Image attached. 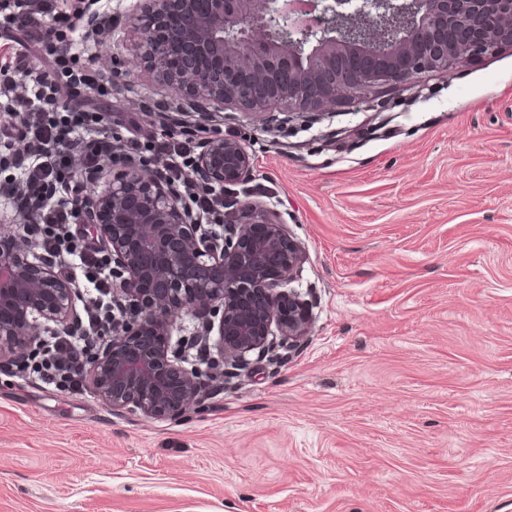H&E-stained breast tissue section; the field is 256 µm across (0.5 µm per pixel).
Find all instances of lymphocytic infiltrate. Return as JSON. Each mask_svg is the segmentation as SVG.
<instances>
[{"label":"lymphocytic infiltrate","instance_id":"f902f5d3","mask_svg":"<svg viewBox=\"0 0 512 512\" xmlns=\"http://www.w3.org/2000/svg\"><path fill=\"white\" fill-rule=\"evenodd\" d=\"M0 32L14 42L11 64L24 75L23 83L0 79V99L19 122L0 127V147L8 159L0 161V204L19 215H35L33 230L42 249L71 256L93 297L78 328L50 338V359L43 367L69 372L60 352L80 347L92 337L112 330V270L102 249L77 250L68 232L78 223L79 212L72 189L73 146L83 150V174L94 179L104 161L116 164L138 157L156 164L160 174L175 184L185 183L195 149L203 147L208 129L168 130L150 138L136 132L108 135L102 129L112 111L108 92L98 73L85 65L79 47L75 17L59 0H0ZM46 51L47 65L39 72L29 68L33 49Z\"/></svg>","mask_w":512,"mask_h":512}]
</instances>
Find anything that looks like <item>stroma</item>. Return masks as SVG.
<instances>
[{
    "label": "stroma",
    "mask_w": 512,
    "mask_h": 512,
    "mask_svg": "<svg viewBox=\"0 0 512 512\" xmlns=\"http://www.w3.org/2000/svg\"><path fill=\"white\" fill-rule=\"evenodd\" d=\"M86 41L112 120L167 127L127 37ZM313 326L177 421L0 368V512H512V46L308 122L226 107Z\"/></svg>",
    "instance_id": "35a3bbf8"
}]
</instances>
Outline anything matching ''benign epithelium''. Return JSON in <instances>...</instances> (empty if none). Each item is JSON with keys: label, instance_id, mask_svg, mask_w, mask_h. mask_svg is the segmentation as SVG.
<instances>
[{"label": "benign epithelium", "instance_id": "benign-epithelium-1", "mask_svg": "<svg viewBox=\"0 0 512 512\" xmlns=\"http://www.w3.org/2000/svg\"><path fill=\"white\" fill-rule=\"evenodd\" d=\"M137 2L130 23L140 60L174 94L175 109L200 123L227 104L290 121L321 116L345 97L366 99L376 88L512 46V0H314L318 16L308 24L285 0ZM457 29L466 41L448 40ZM103 168L109 178L88 198L81 222L108 244L121 314L96 356L71 360L88 370L102 401L167 420L200 406L203 375L183 366L182 341H172L183 313L200 316V342L217 332L213 365L225 376L247 368L254 352L273 358L309 335L308 302L284 288L297 277L302 251L276 210L241 203L224 219L221 245L156 168L134 159ZM250 172L247 148L217 136L195 160L192 180L225 190ZM30 253L21 235L0 251V364L18 368L49 324L61 330L75 321V286Z\"/></svg>", "mask_w": 512, "mask_h": 512}]
</instances>
